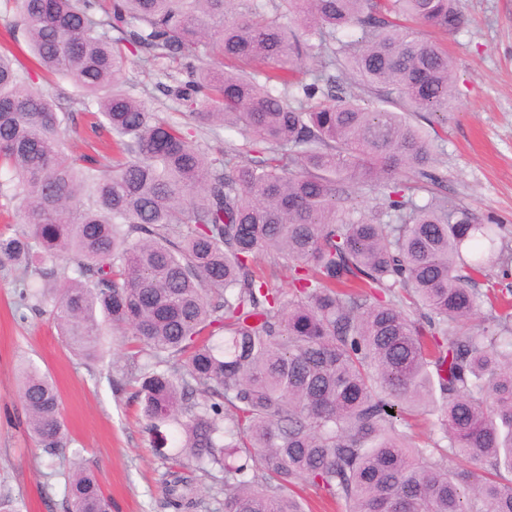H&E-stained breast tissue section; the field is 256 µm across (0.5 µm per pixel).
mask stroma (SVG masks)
<instances>
[{"label":"stroma","mask_w":512,"mask_h":512,"mask_svg":"<svg viewBox=\"0 0 512 512\" xmlns=\"http://www.w3.org/2000/svg\"><path fill=\"white\" fill-rule=\"evenodd\" d=\"M464 25L448 35L458 95L447 115L432 122L440 135L439 160L448 178L449 199L480 217L490 216L512 231V0H462ZM49 95L72 101L65 142L68 152H88L82 93L69 81L41 71L26 54L24 40L0 34ZM164 75L129 65L124 83L153 107L173 102L160 87ZM17 272L0 267V491L17 512H69L64 476L80 462L95 469L112 512H164L158 444L131 397L135 384L116 390L127 364L119 337L104 341L102 361L74 355L48 317L19 318ZM35 362L54 382L71 444L51 456L26 433L19 403L21 360Z\"/></svg>","instance_id":"35a3bbf8"}]
</instances>
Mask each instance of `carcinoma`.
Listing matches in <instances>:
<instances>
[{"label":"carcinoma","instance_id":"1","mask_svg":"<svg viewBox=\"0 0 512 512\" xmlns=\"http://www.w3.org/2000/svg\"><path fill=\"white\" fill-rule=\"evenodd\" d=\"M5 6V33L23 26L112 146L69 154L62 107L0 50V196L22 199L28 226L0 231V266L19 272V308L50 304L84 360L114 332L133 344L140 412L174 431L167 508L305 512L310 486L347 512H512V239L448 200L436 138L413 123L455 99L448 52L422 30L456 32L460 0ZM137 60L185 71L168 89L185 111L123 89ZM193 123L241 143L210 154ZM354 188L376 205L345 206ZM262 255L292 289L255 268ZM33 273L59 281L52 300ZM19 397L38 447H70L30 363ZM429 405L420 445L409 419ZM64 496L112 512L90 468Z\"/></svg>","mask_w":512,"mask_h":512}]
</instances>
